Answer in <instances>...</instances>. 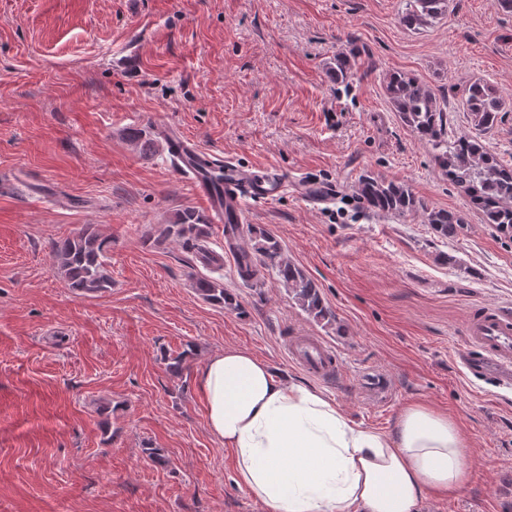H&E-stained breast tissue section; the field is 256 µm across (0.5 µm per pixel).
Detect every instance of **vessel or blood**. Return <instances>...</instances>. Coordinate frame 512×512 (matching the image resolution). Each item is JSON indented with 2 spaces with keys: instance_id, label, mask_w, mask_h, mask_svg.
Returning a JSON list of instances; mask_svg holds the SVG:
<instances>
[{
  "instance_id": "b4317fda",
  "label": "vessel or blood",
  "mask_w": 512,
  "mask_h": 512,
  "mask_svg": "<svg viewBox=\"0 0 512 512\" xmlns=\"http://www.w3.org/2000/svg\"><path fill=\"white\" fill-rule=\"evenodd\" d=\"M163 136L177 168L192 181L196 195L208 203L211 223L224 224L229 215L240 214L243 199L269 200L285 187L279 175L219 160L189 137L168 129ZM465 336L471 352L462 363L469 374L512 389V312L496 307L475 308ZM288 355L318 379L331 378L339 371L334 351L316 336L304 337L302 342L289 346Z\"/></svg>"
}]
</instances>
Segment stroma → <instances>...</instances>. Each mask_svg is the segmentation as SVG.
<instances>
[{
	"label": "stroma",
	"mask_w": 512,
	"mask_h": 512,
	"mask_svg": "<svg viewBox=\"0 0 512 512\" xmlns=\"http://www.w3.org/2000/svg\"><path fill=\"white\" fill-rule=\"evenodd\" d=\"M404 0H0V512H262L210 433L194 375L233 346L310 384L355 423L388 430L421 401L464 436L471 479L420 512H512V390L469 376L471 307H512V241L433 161L386 93L390 73L430 86L454 135L482 80L505 101L488 150L512 164V11L448 0L409 29ZM342 55L353 77L336 83ZM170 127L218 158L282 175L246 201L244 223L276 236L321 289L336 326L304 312L275 275L258 287L225 256L215 279L238 316L192 287L203 267L176 243L145 242L203 209L167 144L140 155L129 128ZM410 186L469 229L435 238L421 215L368 212L363 175ZM333 188L319 203L302 183ZM95 225L111 238L107 292L69 288L56 242ZM321 337L341 380L288 357ZM192 345L182 376L165 355ZM160 449L165 464L147 449Z\"/></svg>",
	"instance_id": "obj_1"
}]
</instances>
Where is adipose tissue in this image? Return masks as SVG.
I'll list each match as a JSON object with an SVG mask.
<instances>
[{
	"instance_id": "1",
	"label": "adipose tissue",
	"mask_w": 512,
	"mask_h": 512,
	"mask_svg": "<svg viewBox=\"0 0 512 512\" xmlns=\"http://www.w3.org/2000/svg\"><path fill=\"white\" fill-rule=\"evenodd\" d=\"M194 385L263 512H418L469 482L459 426L426 404H409L389 431L361 427L319 389L237 347L209 358Z\"/></svg>"
}]
</instances>
